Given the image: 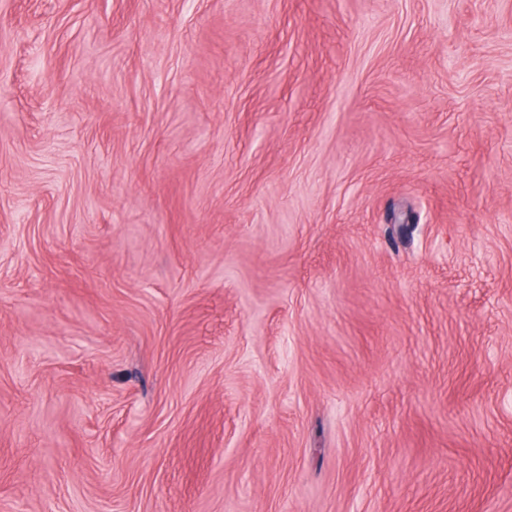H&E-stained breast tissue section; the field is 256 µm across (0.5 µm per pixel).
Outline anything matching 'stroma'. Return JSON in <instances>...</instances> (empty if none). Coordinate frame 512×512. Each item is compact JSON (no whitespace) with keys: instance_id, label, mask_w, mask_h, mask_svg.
Here are the masks:
<instances>
[{"instance_id":"1","label":"stroma","mask_w":512,"mask_h":512,"mask_svg":"<svg viewBox=\"0 0 512 512\" xmlns=\"http://www.w3.org/2000/svg\"><path fill=\"white\" fill-rule=\"evenodd\" d=\"M0 512H512V0H0Z\"/></svg>"}]
</instances>
